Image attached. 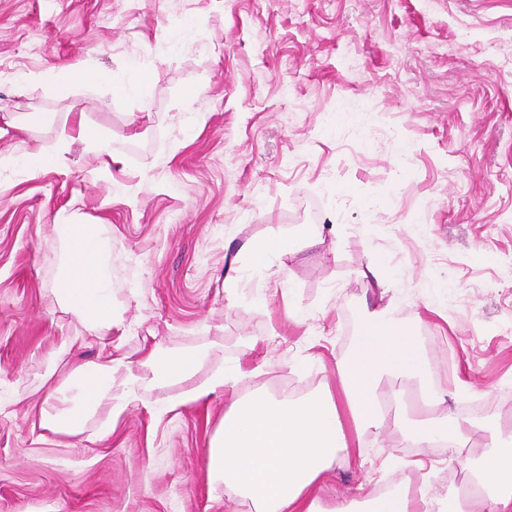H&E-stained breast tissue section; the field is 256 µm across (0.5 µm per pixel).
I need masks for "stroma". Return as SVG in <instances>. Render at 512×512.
Returning <instances> with one entry per match:
<instances>
[{"label": "stroma", "instance_id": "stroma-1", "mask_svg": "<svg viewBox=\"0 0 512 512\" xmlns=\"http://www.w3.org/2000/svg\"><path fill=\"white\" fill-rule=\"evenodd\" d=\"M75 62L100 81L58 93ZM19 113L0 155L81 115L122 163L76 145L0 176V512L229 507L207 477L227 393L167 413L185 383L138 389L95 444L32 431L51 371L100 353L55 303L56 224L102 227L114 355L206 346L203 373L251 370L237 396L300 400L384 307L451 411L485 407L473 452L512 432V0H0V128ZM306 233L286 284L245 249ZM396 444L337 461L326 504L452 487L446 451L403 470Z\"/></svg>", "mask_w": 512, "mask_h": 512}]
</instances>
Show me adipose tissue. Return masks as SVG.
Returning a JSON list of instances; mask_svg holds the SVG:
<instances>
[{"label": "adipose tissue", "mask_w": 512, "mask_h": 512, "mask_svg": "<svg viewBox=\"0 0 512 512\" xmlns=\"http://www.w3.org/2000/svg\"><path fill=\"white\" fill-rule=\"evenodd\" d=\"M76 143L96 159L107 151L100 132L80 119L52 149L40 146L20 156H0V169L34 170L64 162ZM53 231L61 244L56 303L99 341L103 352L72 365L49 385L44 399L29 410L32 427L61 437L84 434L96 442L111 434L114 418L139 388L178 380L188 385L181 401L189 404L235 388L246 376L239 367L197 380L209 356L205 348L182 353L152 349L137 363L113 355L112 281L102 239L86 237L82 224H57ZM421 366L415 334L383 315L371 316L359 341L336 362L337 390L295 402L259 393L232 401L209 444L210 481L223 484L230 499L250 501L254 512H512V437L490 434L475 459L467 446L473 425L466 419L447 411L416 423L386 415V398L379 392L383 376ZM98 416L102 424L88 431L87 421ZM370 432L391 433L399 447L424 453L448 448L451 462L473 474L474 489L430 497L402 480L386 493L327 508L323 488L336 460L363 457L364 436Z\"/></svg>", "instance_id": "ef3b65f1"}]
</instances>
